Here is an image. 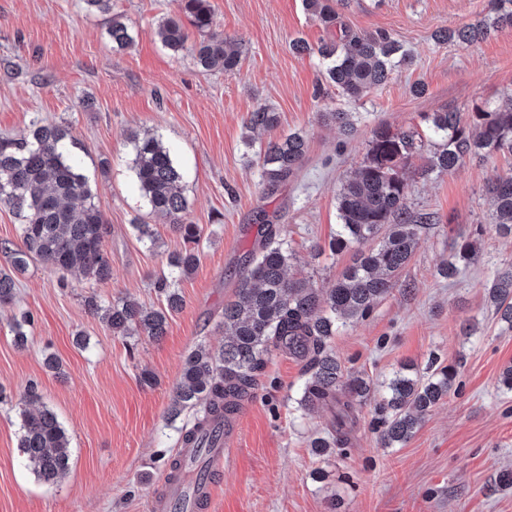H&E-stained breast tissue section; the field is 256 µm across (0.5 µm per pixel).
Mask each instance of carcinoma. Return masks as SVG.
I'll use <instances>...</instances> for the list:
<instances>
[{
  "instance_id": "cac0c4a2",
  "label": "carcinoma",
  "mask_w": 512,
  "mask_h": 512,
  "mask_svg": "<svg viewBox=\"0 0 512 512\" xmlns=\"http://www.w3.org/2000/svg\"><path fill=\"white\" fill-rule=\"evenodd\" d=\"M305 9L318 16L329 36L313 49L297 40V52L318 54L325 66V80L343 96L359 100L387 82L394 71L412 63V55L385 30L358 34L339 21L333 0H304ZM180 11L199 32L192 46L196 64L206 71L238 73L240 53L224 37L211 31L210 0H179ZM512 29V0H488L483 20L436 34L438 40L469 47L503 29ZM164 46L175 54L187 48L188 33L182 20L161 21ZM112 45L127 49L134 36L122 16L114 15L108 28ZM429 138L413 131L392 132L377 128L368 143L366 158L341 187L337 196L340 223L329 242L332 251L349 249L352 258L329 288H315L304 277L291 276L292 252L272 225L261 231L258 247L249 255L235 299L224 305V344L212 351L199 344L185 357L181 380L173 392L168 420L175 421L188 408H200L201 418L182 435L198 448L209 447V428L234 413L250 398L262 376L265 358L274 350L286 351L305 361V380L297 410L306 414L326 408L331 430L313 440L318 455H326L348 441L358 406L376 391L362 374L344 370L330 348L340 329L364 319L374 305L396 288L408 266L429 213H414L407 206L409 183L405 177L411 160L429 152L422 175L453 174L467 161L512 155V102L505 109L477 105L462 120L454 110L435 112L429 118ZM277 113L263 106L250 113L246 129L274 127ZM68 131L56 124L36 121L22 138L0 139V204L19 219L21 245L11 250V267L0 271V305L14 302L18 276L33 260L54 271L77 272L83 278L104 282L111 265L103 242L108 226L94 202L86 177L79 172L67 140ZM133 170L142 195L152 210L163 216L182 239L184 247L170 256L172 276L154 283L164 296L159 308L120 300L101 304L91 295L88 310L117 336L144 335L159 341L167 333L169 318L183 307L176 287L199 262L194 244L201 237L197 224L185 222L188 200L182 173L170 150L157 138L129 136ZM307 152L303 135L292 132L259 148L258 158L268 191L296 174ZM494 202L493 223L504 236L512 235V173L494 172L486 183ZM481 259L476 240L462 237L452 244L442 278L453 279L461 268ZM495 314L512 327V264L495 268L487 285ZM32 316L13 319V342L28 343ZM457 368L440 358L429 360L426 371L403 367L382 383L383 394L375 404V429L382 447L407 442L422 417L441 404L452 390ZM18 448L33 466L38 481L54 485L69 469V436L49 408L20 409Z\"/></svg>"
}]
</instances>
